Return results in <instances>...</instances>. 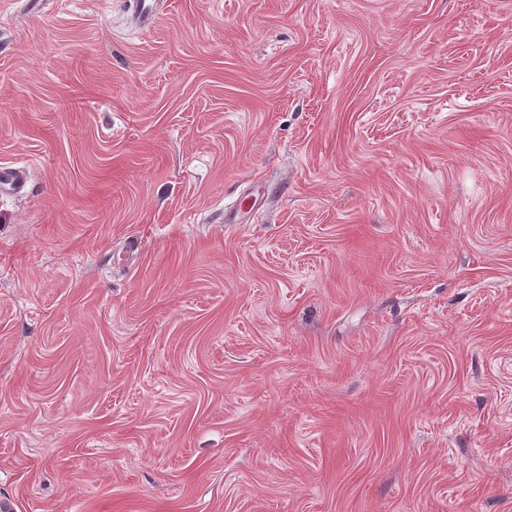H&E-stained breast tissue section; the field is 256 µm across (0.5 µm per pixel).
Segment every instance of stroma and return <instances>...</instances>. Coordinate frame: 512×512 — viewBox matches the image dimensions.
I'll use <instances>...</instances> for the list:
<instances>
[{"label":"stroma","mask_w":512,"mask_h":512,"mask_svg":"<svg viewBox=\"0 0 512 512\" xmlns=\"http://www.w3.org/2000/svg\"><path fill=\"white\" fill-rule=\"evenodd\" d=\"M0 506L512 512V0H0Z\"/></svg>","instance_id":"1"}]
</instances>
